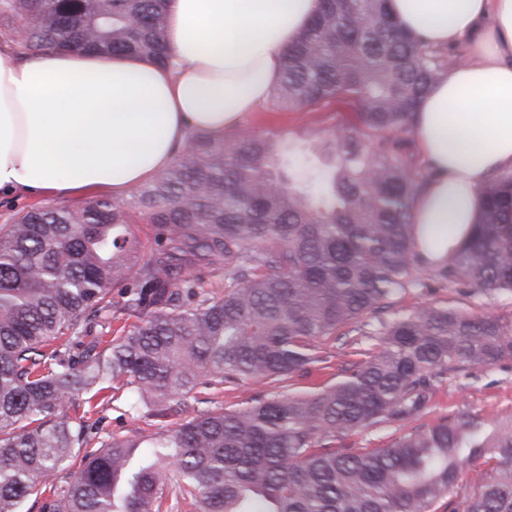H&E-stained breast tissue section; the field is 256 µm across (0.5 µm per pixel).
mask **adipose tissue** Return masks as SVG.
Returning <instances> with one entry per match:
<instances>
[{"mask_svg":"<svg viewBox=\"0 0 512 512\" xmlns=\"http://www.w3.org/2000/svg\"><path fill=\"white\" fill-rule=\"evenodd\" d=\"M320 0H170L161 67L82 51L20 52L0 41V191L121 197L149 183L190 131L223 135L270 97L281 59ZM434 47L468 40L465 64L423 98L414 133L434 176L411 222L442 261L476 224L480 192L512 179V0H388Z\"/></svg>","mask_w":512,"mask_h":512,"instance_id":"ef3b65f1","label":"adipose tissue"}]
</instances>
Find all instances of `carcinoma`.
Masks as SVG:
<instances>
[{
    "label": "carcinoma",
    "mask_w": 512,
    "mask_h": 512,
    "mask_svg": "<svg viewBox=\"0 0 512 512\" xmlns=\"http://www.w3.org/2000/svg\"><path fill=\"white\" fill-rule=\"evenodd\" d=\"M168 0H0L30 51L169 59ZM448 70L405 33L386 0H321L284 54L275 107H357L297 165L272 136L229 145L200 130L132 202L39 206L0 227V512H160L167 487L197 512H512V418L464 408L410 426L448 377L512 364V315L448 304L396 306L422 274L450 288L512 293V183L490 181L472 236L425 262L410 224L432 176L411 134L420 99ZM156 229L146 244L134 225ZM224 269V295L202 273ZM124 288L122 300L111 290ZM120 322L118 335L94 325ZM82 347L75 360L60 349ZM359 358L304 392L283 382ZM278 385L233 409L187 417L148 440L91 447L92 417L131 387V409L179 412L200 387ZM82 414H69L78 400ZM385 448H338L367 429ZM86 453L67 488L54 482ZM474 483L458 490L464 469Z\"/></svg>",
    "instance_id": "carcinoma-1"
}]
</instances>
